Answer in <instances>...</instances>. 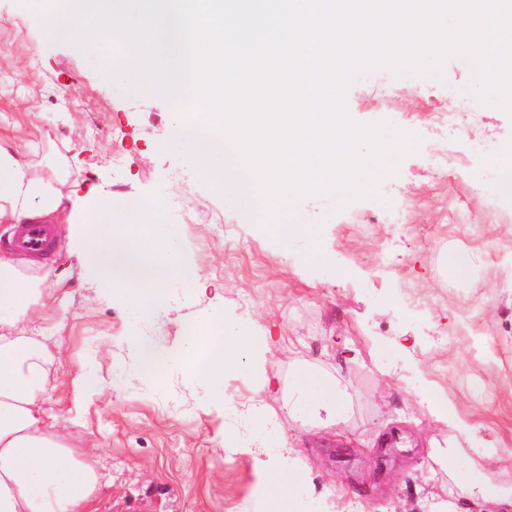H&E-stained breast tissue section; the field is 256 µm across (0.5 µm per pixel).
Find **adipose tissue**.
<instances>
[{
	"mask_svg": "<svg viewBox=\"0 0 512 512\" xmlns=\"http://www.w3.org/2000/svg\"><path fill=\"white\" fill-rule=\"evenodd\" d=\"M47 174L31 159L0 141V224L67 225L79 246L88 278L96 287L133 298L148 317L166 287L193 277L188 264L169 249L173 227L160 223V198H133L115 206L106 192L80 196L68 187L64 164L45 158ZM23 260L0 255V512H92L99 489L98 460L79 452L48 420L43 397L56 376L55 355L43 341L47 302ZM272 336L251 330L244 319L227 324L215 314L184 350V360L205 398L224 397V376L249 364L260 372V390L276 392L265 374L264 355ZM293 393L316 427L348 420L351 401L337 378L309 366L293 375ZM259 500L287 512L299 490L281 455L260 463Z\"/></svg>",
	"mask_w": 512,
	"mask_h": 512,
	"instance_id": "1",
	"label": "adipose tissue"
}]
</instances>
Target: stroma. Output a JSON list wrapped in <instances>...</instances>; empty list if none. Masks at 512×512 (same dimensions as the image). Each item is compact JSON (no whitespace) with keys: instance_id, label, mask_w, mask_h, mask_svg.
Here are the masks:
<instances>
[{"instance_id":"stroma-1","label":"stroma","mask_w":512,"mask_h":512,"mask_svg":"<svg viewBox=\"0 0 512 512\" xmlns=\"http://www.w3.org/2000/svg\"><path fill=\"white\" fill-rule=\"evenodd\" d=\"M470 79L468 63L454 58L440 91L427 78L385 70L348 89L354 120L389 121L421 143L383 181L381 199L340 211L327 195L300 203L298 223L322 225L316 243L326 259L312 263L311 238L281 243L226 202L188 155L163 147L176 108L134 100L106 52L46 38L35 11L0 0V140L60 157L79 193L108 192L117 205L165 198L162 220L175 225L174 246L198 273L170 284L144 322L132 299L86 283L83 255L67 233L54 254L26 269L56 308L44 334L62 355L64 378L45 407L68 420L73 441L95 447V512H246L258 465L248 450L258 444L302 471L299 512H498L479 492L490 468L474 451L512 448V205L486 218L466 176L430 166L431 118L448 105L445 89L465 95ZM383 82L400 95H378ZM477 111L472 138L493 141V155H512V117L482 104ZM118 152L121 169L112 163ZM391 204L408 210V223L386 222ZM458 207L470 222H448ZM451 250L469 257L466 277L450 278ZM408 294L419 307L403 308ZM218 308L279 337L267 360L282 385L302 364L337 374L353 404L348 421L311 428L280 396L257 391L245 368L226 377L223 404L209 402L179 358ZM134 336L170 350L172 360L136 371ZM485 339L493 350L482 347ZM398 342L406 354H397ZM349 346L378 347L380 364L347 359ZM432 392L457 410L464 429L434 422L422 400ZM259 421L268 426L260 443ZM437 448L457 449L454 466L434 461ZM459 467L468 483L457 481Z\"/></svg>"}]
</instances>
